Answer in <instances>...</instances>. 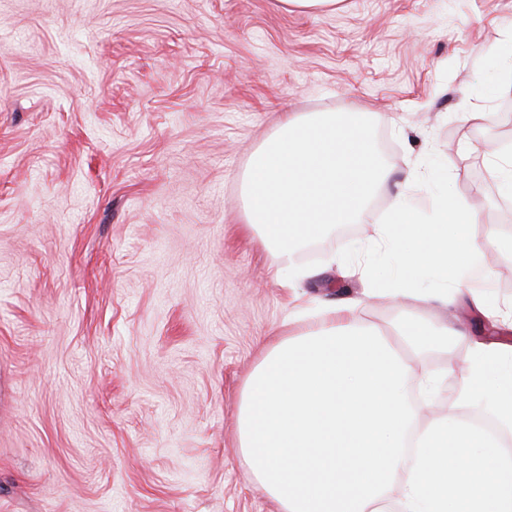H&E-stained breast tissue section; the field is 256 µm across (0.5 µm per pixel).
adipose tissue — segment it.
I'll return each mask as SVG.
<instances>
[{"instance_id": "ef3b65f1", "label": "adipose tissue", "mask_w": 512, "mask_h": 512, "mask_svg": "<svg viewBox=\"0 0 512 512\" xmlns=\"http://www.w3.org/2000/svg\"><path fill=\"white\" fill-rule=\"evenodd\" d=\"M373 113H288L278 130L251 154L243 189L246 224L266 249L276 268L292 266L300 245L341 224L356 223L377 189L392 173L382 165L371 130ZM478 214L453 191L435 197L428 216L410 204L405 183L396 194L381 229L386 279L374 287L401 298H414L411 287L426 269L456 277L462 300L476 310L488 305L461 269L485 258L498 233L477 238L467 228Z\"/></svg>"}]
</instances>
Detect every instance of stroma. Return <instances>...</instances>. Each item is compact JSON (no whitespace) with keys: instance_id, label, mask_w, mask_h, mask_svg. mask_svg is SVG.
<instances>
[{"instance_id":"35a3bbf8","label":"stroma","mask_w":512,"mask_h":512,"mask_svg":"<svg viewBox=\"0 0 512 512\" xmlns=\"http://www.w3.org/2000/svg\"><path fill=\"white\" fill-rule=\"evenodd\" d=\"M511 66L512 0H0V512H279L238 448L240 393L321 301L401 316L365 276L395 189L278 276L245 226L251 152L289 112H375L420 214L450 184L472 234L512 236L492 170ZM414 316L467 330L410 353L422 420L482 417L457 388L512 330Z\"/></svg>"}]
</instances>
